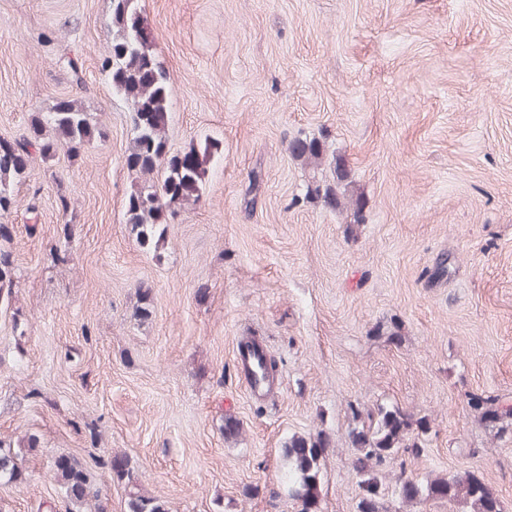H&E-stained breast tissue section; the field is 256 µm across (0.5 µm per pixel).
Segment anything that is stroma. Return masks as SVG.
<instances>
[{"instance_id": "35a3bbf8", "label": "stroma", "mask_w": 512, "mask_h": 512, "mask_svg": "<svg viewBox=\"0 0 512 512\" xmlns=\"http://www.w3.org/2000/svg\"><path fill=\"white\" fill-rule=\"evenodd\" d=\"M140 6L170 75L172 151L217 145L200 200L149 246L125 216L129 107L100 66L112 0H0V138L67 97L107 131L15 187L0 439L40 446L0 512H64L60 455L104 512H127L116 451L171 512H299L279 495L281 449L320 430L334 446L318 512H357L354 406L430 422L387 482L474 469L512 512V433L469 406L512 405V0ZM298 137L323 143V170L344 166L361 223L306 199ZM242 336L277 363L266 400L238 375Z\"/></svg>"}]
</instances>
